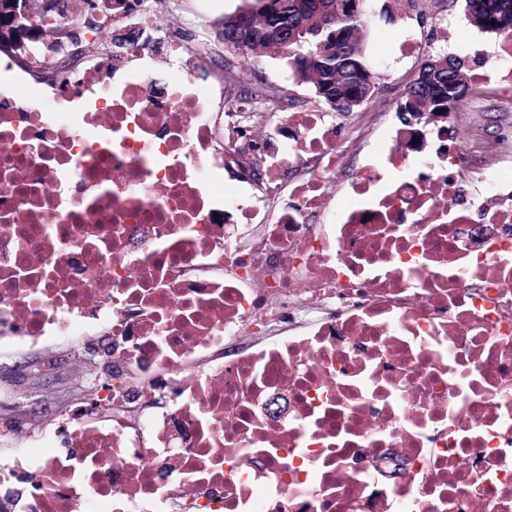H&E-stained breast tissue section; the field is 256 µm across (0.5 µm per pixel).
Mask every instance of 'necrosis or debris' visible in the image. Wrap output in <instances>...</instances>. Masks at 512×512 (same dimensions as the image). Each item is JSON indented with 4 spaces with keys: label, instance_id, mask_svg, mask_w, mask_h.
Here are the masks:
<instances>
[{
    "label": "necrosis or debris",
    "instance_id": "necrosis-or-debris-1",
    "mask_svg": "<svg viewBox=\"0 0 512 512\" xmlns=\"http://www.w3.org/2000/svg\"><path fill=\"white\" fill-rule=\"evenodd\" d=\"M470 81L512 88L472 45ZM0 70V353L110 332L137 379L0 439L10 512H512V172L458 116L217 117L185 45ZM25 98H18V85ZM248 137L263 183L228 185ZM170 78V67L163 53H158L153 66L147 74V81L153 88L162 90L168 84Z\"/></svg>",
    "mask_w": 512,
    "mask_h": 512
}]
</instances>
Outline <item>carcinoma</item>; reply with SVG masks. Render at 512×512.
<instances>
[{"label":"carcinoma","instance_id":"cac0c4a2","mask_svg":"<svg viewBox=\"0 0 512 512\" xmlns=\"http://www.w3.org/2000/svg\"><path fill=\"white\" fill-rule=\"evenodd\" d=\"M267 24L256 29L254 40L242 56L261 53L282 41L281 51L297 80L312 85L318 103L335 112L349 114L366 104L378 86L342 83L371 70L360 33L370 24L369 2L362 0V12L341 13L334 0H276ZM465 17L481 31L502 35L512 31V0H463ZM468 66L461 57L431 55L422 64L417 77L405 88L397 106L401 126L416 130L429 122H442L456 106L448 105V95L460 103L475 90L467 78ZM256 115L274 109L276 93L259 90L250 95Z\"/></svg>","mask_w":512,"mask_h":512}]
</instances>
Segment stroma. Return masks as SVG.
<instances>
[{
	"label": "stroma",
	"mask_w": 512,
	"mask_h": 512,
	"mask_svg": "<svg viewBox=\"0 0 512 512\" xmlns=\"http://www.w3.org/2000/svg\"><path fill=\"white\" fill-rule=\"evenodd\" d=\"M159 3L157 36L210 47L209 61L196 70L199 80H209L216 72L228 69L238 78L239 88L274 89L283 98L284 112H304L313 104L311 85L295 82L279 54L272 52L256 57L247 65L241 55L225 51L220 21L225 14L234 12L241 0H159ZM383 3L384 0H373L370 34L365 44L368 59L381 75V88L364 113H369L371 122L380 131L398 125L396 106L400 93L414 79L423 55L445 51L466 56L467 39L471 36L479 37L487 53H494L496 45L495 38L478 35L454 0H429L424 13L410 12L390 21L385 18ZM408 33L421 42L422 56L404 58L394 52V45ZM498 98V89H486L466 124L459 127L456 146L460 152H467L471 131H479L487 138L512 131V112L502 111ZM70 350V345L64 342L48 348V355L61 357L62 362L47 378L29 371L27 364L33 359V352L0 356V388L26 392L40 400L44 408L43 413L26 419V426L44 424L51 420L53 411L71 405L80 396L82 378L74 367Z\"/></svg>",
	"instance_id": "1"
}]
</instances>
